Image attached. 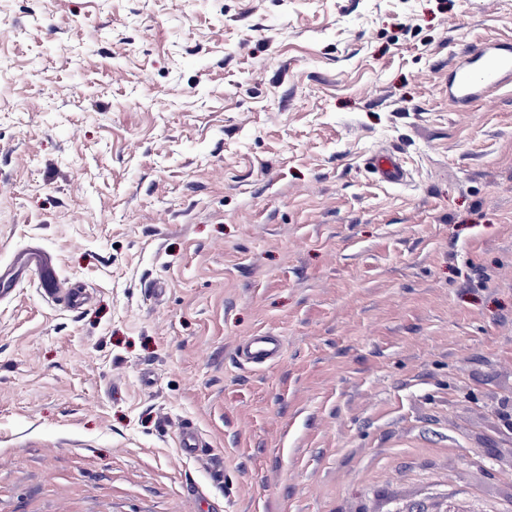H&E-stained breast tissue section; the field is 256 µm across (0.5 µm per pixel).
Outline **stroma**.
<instances>
[{"mask_svg":"<svg viewBox=\"0 0 512 512\" xmlns=\"http://www.w3.org/2000/svg\"><path fill=\"white\" fill-rule=\"evenodd\" d=\"M507 38L512 0H0V264L91 295L0 296V512H512V84L448 101ZM372 168L381 182L401 184L406 180V170L401 160L391 153H378L372 158ZM40 271L42 290L45 295L72 309L80 308L87 303L88 294L83 288H59L54 272L44 261L42 255L35 250L26 252L14 259L8 269L0 267L4 282H14L18 273ZM281 355L280 338L265 333L250 336L236 347V356L239 360L256 366L274 363ZM201 436L193 425L184 426L179 432V447L187 456H197L198 452L205 451Z\"/></svg>","mask_w":512,"mask_h":512,"instance_id":"35a3bbf8","label":"stroma"}]
</instances>
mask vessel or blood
Here are the masks:
<instances>
[{
  "label": "vessel or blood",
  "mask_w": 512,
  "mask_h": 512,
  "mask_svg": "<svg viewBox=\"0 0 512 512\" xmlns=\"http://www.w3.org/2000/svg\"><path fill=\"white\" fill-rule=\"evenodd\" d=\"M512 82V44L499 42L485 44L463 52L460 61L448 72V96L456 103L472 101L485 93ZM372 168L381 182L400 184L406 179L401 160L391 153H378L372 158ZM37 271L41 274L45 295L76 309L86 304L88 294L82 288L59 287L53 270L35 250L14 259L8 269L0 271L4 282L15 281L18 274ZM282 355L279 337L264 333L248 337L236 347V356L242 362L263 366L276 362Z\"/></svg>",
  "instance_id": "vessel-or-blood-1"
}]
</instances>
